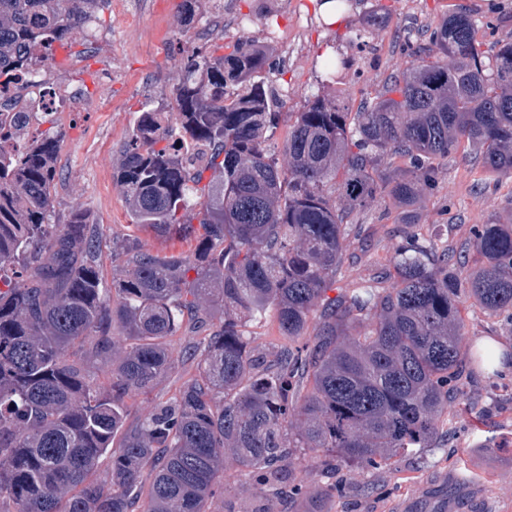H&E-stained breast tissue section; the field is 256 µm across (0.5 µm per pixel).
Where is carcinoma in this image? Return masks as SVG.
Returning a JSON list of instances; mask_svg holds the SVG:
<instances>
[{"label":"carcinoma","mask_w":512,"mask_h":512,"mask_svg":"<svg viewBox=\"0 0 512 512\" xmlns=\"http://www.w3.org/2000/svg\"><path fill=\"white\" fill-rule=\"evenodd\" d=\"M104 2L0 0V75L85 38ZM427 32L375 98L355 112L336 95L308 99L279 147L271 47L242 36L226 55L183 49L178 111L140 113L113 179L131 224L167 235L196 219L202 232L185 258L131 242L112 252V291L86 213L50 223L56 120L40 115L49 127L18 147L19 98L0 112V512H206L225 448L265 494L254 512H273L298 452L374 468L432 447L451 405L468 400L460 304L512 311V224L472 227V268L416 241L396 251L393 271L327 295L347 211L390 200L419 223L425 191L462 145L512 174V42L479 41L460 5ZM393 157L405 167L390 169ZM317 310L313 342L273 361L243 331L271 312L294 342ZM185 326L204 333L197 376L127 423L125 399L175 368L164 341ZM83 341L109 387L75 357Z\"/></svg>","instance_id":"1"}]
</instances>
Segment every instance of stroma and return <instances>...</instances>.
<instances>
[{
  "label": "stroma",
  "instance_id": "1",
  "mask_svg": "<svg viewBox=\"0 0 512 512\" xmlns=\"http://www.w3.org/2000/svg\"><path fill=\"white\" fill-rule=\"evenodd\" d=\"M137 12L121 21L103 5L83 45L84 55L72 68L55 71V80L86 89L85 111L59 119L63 133L53 223H63L76 208L85 210L104 240H136L160 255H190L195 242L161 237L131 226L123 195L112 179L121 147L140 112L175 111L173 87L186 63L179 48L198 46L226 54L230 37L247 34L270 45L271 73L284 90V112L301 111L317 94L344 95L351 108L378 94L389 76L407 68V39L418 28L438 23L451 4L470 9L478 37L489 42L512 41V0H351L335 27L326 26L317 10L297 11L294 0H278L279 33H271L259 0H231L230 10L215 0H201L192 22L180 24V0H136ZM386 7L381 25L368 26L376 4ZM245 26H238L237 18ZM351 58L350 67L328 75V51ZM512 221V175L486 173L466 149L448 158L445 170L424 197L418 223L400 221L398 208L375 202L354 211L351 223L364 227L362 239H349L336 285L352 288L374 267L386 266L405 237L449 245L469 261H477L471 229L492 221ZM467 344L492 338L512 347V318L490 317L472 302L462 307ZM199 338L188 331L167 337L165 344L176 368L146 394H131L126 403L131 418L142 417L156 403L176 397L197 373ZM469 387L479 397V409L461 405L450 413L436 448L413 452L378 470L344 467L336 473L312 467L301 456L295 484L304 491L331 493L330 512H462L470 499L483 502V512H512V366L491 375L468 374ZM261 488L245 480L240 467L226 461L224 484L207 504L208 512H253Z\"/></svg>",
  "mask_w": 512,
  "mask_h": 512
}]
</instances>
